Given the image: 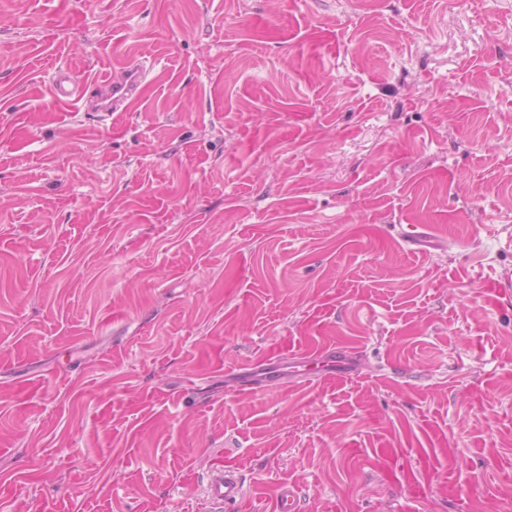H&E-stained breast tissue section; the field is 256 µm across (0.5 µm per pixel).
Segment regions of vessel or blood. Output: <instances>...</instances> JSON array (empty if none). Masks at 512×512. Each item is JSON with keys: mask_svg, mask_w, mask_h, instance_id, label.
<instances>
[{"mask_svg": "<svg viewBox=\"0 0 512 512\" xmlns=\"http://www.w3.org/2000/svg\"><path fill=\"white\" fill-rule=\"evenodd\" d=\"M144 78L142 61L134 56L128 57L120 75L113 77L108 93L96 102L97 111H127L135 102ZM362 365L359 353L351 349L325 347L288 361H271L240 368L234 375V383L242 391L273 383L289 386L312 375L320 379L355 375L361 371ZM205 493L213 512H230L243 499L245 487L238 470L217 468L207 480Z\"/></svg>", "mask_w": 512, "mask_h": 512, "instance_id": "obj_1", "label": "vessel or blood"}]
</instances>
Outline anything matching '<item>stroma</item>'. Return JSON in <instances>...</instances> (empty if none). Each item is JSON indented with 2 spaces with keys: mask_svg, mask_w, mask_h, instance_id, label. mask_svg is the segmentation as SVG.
<instances>
[{
  "mask_svg": "<svg viewBox=\"0 0 512 512\" xmlns=\"http://www.w3.org/2000/svg\"><path fill=\"white\" fill-rule=\"evenodd\" d=\"M129 52L128 111L52 96ZM219 466L234 512H512V0H0V512ZM311 364L316 365L318 370L315 376L321 379L356 375L362 369L363 360L359 353L351 349L324 347L315 353L302 354L301 357L288 361H271L242 367L234 374V383L240 391H252L271 383L290 386L304 378L307 381L312 380V369L309 368Z\"/></svg>",
  "mask_w": 512,
  "mask_h": 512,
  "instance_id": "obj_1",
  "label": "stroma"
}]
</instances>
